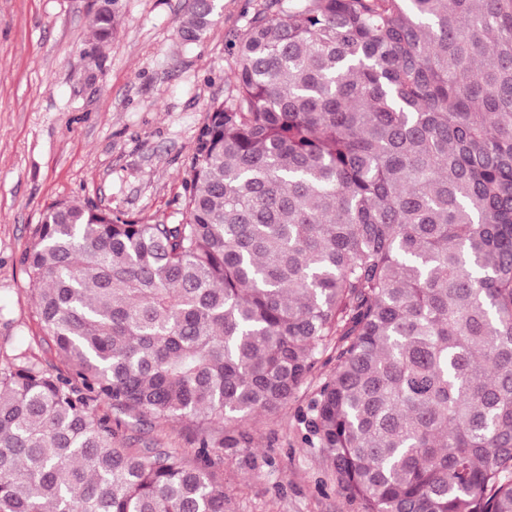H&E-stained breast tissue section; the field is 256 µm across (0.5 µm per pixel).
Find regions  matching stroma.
<instances>
[{"mask_svg":"<svg viewBox=\"0 0 512 512\" xmlns=\"http://www.w3.org/2000/svg\"><path fill=\"white\" fill-rule=\"evenodd\" d=\"M98 0H0V367L27 351L61 367L41 326L21 257L53 203H92L154 222L183 204L188 158L212 102L224 101L232 44L265 0H221L199 42L177 35L186 0H115L112 35L97 44ZM101 47L103 69L84 51ZM311 387L279 412L240 423L263 467L222 450L224 427L185 419L165 425L122 417L133 448L194 459L200 441L216 453L224 512H361L302 442L297 416Z\"/></svg>","mask_w":512,"mask_h":512,"instance_id":"1","label":"stroma"}]
</instances>
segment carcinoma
Segmentation results:
<instances>
[{
  "mask_svg": "<svg viewBox=\"0 0 512 512\" xmlns=\"http://www.w3.org/2000/svg\"><path fill=\"white\" fill-rule=\"evenodd\" d=\"M234 54L177 221L32 228L71 374L0 369V512H224L207 441L131 448L100 405L239 423L323 357L303 443L362 512H512V0H266Z\"/></svg>",
  "mask_w": 512,
  "mask_h": 512,
  "instance_id": "obj_1",
  "label": "carcinoma"
}]
</instances>
